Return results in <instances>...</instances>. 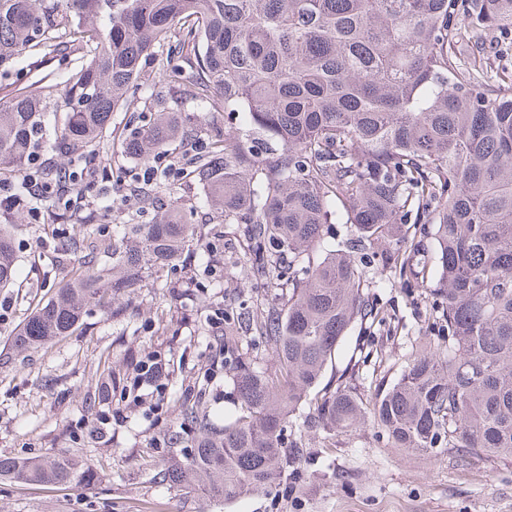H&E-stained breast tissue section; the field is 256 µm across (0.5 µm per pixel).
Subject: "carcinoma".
I'll list each match as a JSON object with an SVG mask.
<instances>
[{
	"instance_id": "1",
	"label": "carcinoma",
	"mask_w": 512,
	"mask_h": 512,
	"mask_svg": "<svg viewBox=\"0 0 512 512\" xmlns=\"http://www.w3.org/2000/svg\"><path fill=\"white\" fill-rule=\"evenodd\" d=\"M490 30L512 32V0H0V77L27 57L74 56L0 103V180L40 151L50 112L52 150L95 157L150 56L167 92L196 111L156 113L124 155L146 162L204 132L180 174L202 186V206L247 225L246 275L287 296L251 323L274 370L236 362L240 407L223 429L202 400L182 406L196 438L162 480L226 503L275 488L302 447L284 437L297 416L327 448L370 419L394 448L512 455V79L491 84L456 62L459 43ZM214 112L240 114L249 139L206 124ZM162 194L170 212L123 225L135 239L90 256L30 313L17 350L71 335L192 246L209 256L176 186L138 191L146 207ZM340 207L352 237L332 244ZM411 215L437 245L436 285L421 287L440 312V342L366 402L341 382L321 386L355 323L379 320L369 289L385 282L368 269L411 273ZM16 262L0 225V288L14 284ZM0 479L86 487L98 476L71 454L0 457Z\"/></svg>"
}]
</instances>
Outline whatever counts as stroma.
Returning a JSON list of instances; mask_svg holds the SVG:
<instances>
[{
    "label": "stroma",
    "instance_id": "1",
    "mask_svg": "<svg viewBox=\"0 0 512 512\" xmlns=\"http://www.w3.org/2000/svg\"><path fill=\"white\" fill-rule=\"evenodd\" d=\"M467 68L489 77L512 74V37L489 33L464 56ZM164 96L166 111L186 106L165 97L154 61H145L140 86L114 112L96 157L113 178L132 179L137 161L122 154L126 131L148 119L150 102ZM166 205L143 210L137 198L104 212L97 194L81 210L43 204L44 221L27 223L22 211H0L12 227L17 282L0 289V456L86 454L100 479L88 488L28 486L0 479V512H512V457L407 452L388 445L373 426L336 434L332 447L306 436L300 464L279 488L227 504L200 491L163 482V462L184 459L194 439L181 427L182 402L203 398L216 424L238 408L231 367L246 359L273 370L264 341L248 328L277 303L273 289L247 278L245 227L224 225V248L208 261L187 251L177 266L147 286L120 296L109 309H92L72 335L17 352L13 339L32 308L48 301L77 267L72 245L86 228L112 240L113 225L152 224ZM381 320L358 324L342 340L324 378L344 377L360 398L396 380L412 354L437 343V313L424 289L395 281L369 294ZM232 316L233 329L212 328L214 309ZM157 354L168 389L137 403L129 399L136 368ZM103 427L104 437L92 436ZM178 441H170V431Z\"/></svg>",
    "mask_w": 512,
    "mask_h": 512
}]
</instances>
